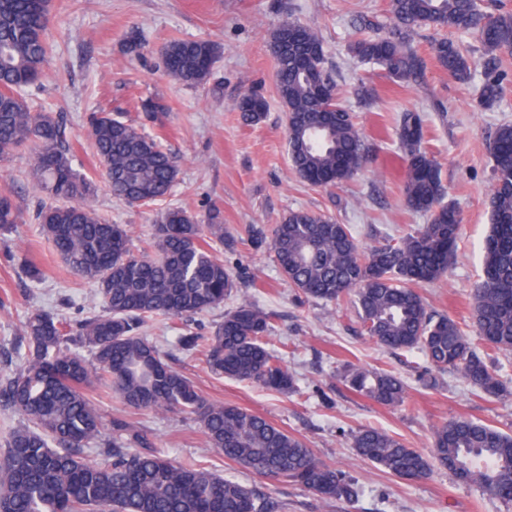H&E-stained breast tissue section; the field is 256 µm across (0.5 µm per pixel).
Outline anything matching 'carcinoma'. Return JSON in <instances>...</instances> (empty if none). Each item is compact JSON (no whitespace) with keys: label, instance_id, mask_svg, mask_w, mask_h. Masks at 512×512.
Segmentation results:
<instances>
[{"label":"carcinoma","instance_id":"cac0c4a2","mask_svg":"<svg viewBox=\"0 0 512 512\" xmlns=\"http://www.w3.org/2000/svg\"><path fill=\"white\" fill-rule=\"evenodd\" d=\"M394 26L362 19L371 34L355 39L357 60L384 71L395 84L417 81L422 59L410 43L423 27L475 35L484 59L479 105L502 94L499 53L512 52V10H484L481 0H390ZM53 21L48 0H0V161L28 146L32 174L49 201L35 220L70 271L95 284L102 310L85 318L78 333H66L64 319L37 310L24 333L22 368L6 379L0 396L15 407L23 424L9 432L0 453V512H280L283 505L259 497L248 486L192 463H177L155 450L123 421L121 436L102 439L103 421L89 394L92 386L111 391L135 409L178 410L201 427L211 448L224 459L269 479L286 478L324 500H358L359 486L344 471L319 460L306 444L267 418L247 409L206 399L195 384L173 369L143 335L157 318L187 319L224 303L238 291V279L215 254L224 243V225L208 223L185 209H168L141 255L128 247L127 225L112 224L92 207L96 184L72 166L64 118L32 109L25 89L44 74ZM307 46L322 48L319 36L296 22L271 37L279 96L286 107L288 155L297 175L310 182L314 172L336 174L335 185L357 176L365 164L364 141L352 113L333 98L336 86L324 53L309 68L296 66ZM448 77L470 80L472 60L446 39L431 45ZM173 60L169 76L197 84L211 73L220 51L204 40H171L159 48ZM247 124L266 110L264 97L242 96L238 105ZM101 175L112 196L130 206L166 197L178 170L171 153L143 133L123 113L92 112L86 118ZM397 138L408 161L403 193L408 208L430 214L428 223L399 240L383 238L362 246L348 224L307 210H291L273 231L270 247L288 284L306 298L324 303L353 297L366 335L391 352L419 350L427 363L418 373L423 386L439 385V374L460 375L487 397L502 385L479 343L512 351V158L493 167L491 224L483 252L482 281L472 293L477 338L464 333L446 314L432 312L416 289L441 278L456 253L459 213L443 202L445 187L427 151L421 116L404 112ZM512 147V124L500 125L490 149ZM21 210L8 192L0 193V235L12 232ZM272 316L244 299L224 314L209 336L180 333L188 352L201 353L212 374L254 383L280 393L295 388L267 341ZM92 358H87L83 350ZM354 392L383 406L404 402L401 377L351 364L341 374ZM91 440L104 445L106 461L84 455ZM352 448L363 460L403 479L422 480L432 462L457 479L512 501V433L471 419L451 420L433 434L434 459L377 429H360Z\"/></svg>","mask_w":512,"mask_h":512}]
</instances>
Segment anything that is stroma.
Listing matches in <instances>:
<instances>
[{
  "instance_id": "1",
  "label": "stroma",
  "mask_w": 512,
  "mask_h": 512,
  "mask_svg": "<svg viewBox=\"0 0 512 512\" xmlns=\"http://www.w3.org/2000/svg\"><path fill=\"white\" fill-rule=\"evenodd\" d=\"M52 51L41 85L25 91L29 106L64 116L72 130V163L97 181L95 209L114 224L127 225L131 246L140 249L161 215L181 207L207 220L218 212L225 242L218 252L241 290L272 316L270 346L293 373L296 393L282 395L248 382L213 375L200 354L183 350L179 333L153 320L144 334L169 363L190 377L209 400L262 415L302 441L325 463L350 474L362 493L358 502H324L287 480L270 481L224 459L199 425L176 411L137 410L117 396L98 391L104 426L123 419L144 434L152 448L170 459L201 464L285 504V512H512L507 503L484 495L473 483L457 481L434 466L429 478L409 481L361 460L351 446L358 429L370 427L404 441L425 456L433 454L432 433L455 418L501 429L512 428V353H494V366L507 388L489 399L460 376L443 374L438 389L422 387L420 352L393 354L363 334L351 300L324 304L289 286L268 248L248 242V230L272 233L291 210H308L352 225L361 243L398 237L426 224L428 216L406 207L403 186L407 161L396 128L405 112L419 113L427 129L428 151L441 168L445 199L460 217L457 254L447 273L422 285L430 308L455 319L466 334L475 331L470 293L482 278L481 248L489 231L492 184L491 138L512 123V52L500 55L503 94L480 107L483 55L470 34L449 37L474 62L470 81L451 80L433 58L438 30H421L412 47L424 62L418 82L400 87L382 70L352 58L347 46L360 35V20L388 22V0H53ZM297 22L322 41L336 75L337 97L354 111L364 137L367 163L353 181L332 189L309 185L288 157L286 113L279 97L269 41L281 25ZM144 39L147 53L127 52L128 42ZM209 40L221 48L210 76L189 86L169 77L157 53L173 40ZM371 91L362 100L359 88ZM261 93L267 110L247 125L238 104L246 91ZM158 99L167 109L145 120L141 101ZM91 112H122L140 120L145 133L160 134L172 152L178 179L164 200L128 207L100 183V164L84 126ZM30 149L0 161V191H11L23 216L13 233L0 238V377L17 369L26 349L23 326L42 309L69 324L100 312L92 284L76 279L41 234L32 215L45 200L30 176ZM41 268L30 280L25 264ZM387 369L404 379L406 399L387 407L347 389L337 373L343 363Z\"/></svg>"
}]
</instances>
